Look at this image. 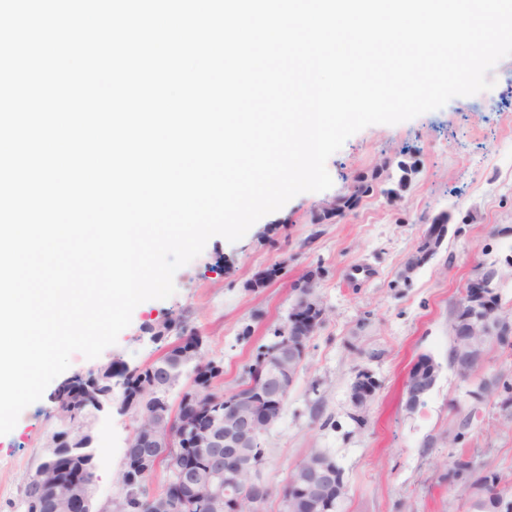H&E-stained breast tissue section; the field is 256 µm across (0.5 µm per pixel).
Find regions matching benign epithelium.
I'll return each mask as SVG.
<instances>
[{
	"label": "benign epithelium",
	"instance_id": "7a95c632",
	"mask_svg": "<svg viewBox=\"0 0 512 512\" xmlns=\"http://www.w3.org/2000/svg\"><path fill=\"white\" fill-rule=\"evenodd\" d=\"M496 269H483L478 276L466 284L463 291L465 306L475 310L465 323L457 327V343L449 364L461 375L483 360L482 342L494 332L512 335V320L497 315L499 302L491 301L494 292ZM487 288L490 296L484 297L485 307L475 303L469 290ZM324 308L313 296H304L292 310L290 321L284 330L279 357L272 363L259 359V378L234 391L227 405L232 414L224 422L213 419L211 412L197 409L193 418L180 413L178 408L171 412L175 428H183L189 435L188 446L197 449L201 458L208 460L207 475L213 478L208 483V512H266L267 483L262 477V466L237 464L239 473L232 472L233 459L244 458L250 449L261 445L264 436L280 418L288 399L290 389L305 359L306 346L322 322ZM439 366L432 359H426L409 371L404 385L405 405L414 410L422 398L434 387ZM378 386L373 376L360 375L351 385L349 398L357 414L365 413L373 401ZM58 482L69 489V512H92V500L87 493L83 472L73 470L64 462L56 463ZM177 482L183 493L181 500L172 501L167 497H155L153 512H193L198 500L200 475L197 460H181L177 470ZM293 482L298 495L294 498L285 493L283 507L299 503L301 508L313 506L314 512H328L333 501H342L346 494V483L342 468L337 461L324 453L298 463Z\"/></svg>",
	"mask_w": 512,
	"mask_h": 512
}]
</instances>
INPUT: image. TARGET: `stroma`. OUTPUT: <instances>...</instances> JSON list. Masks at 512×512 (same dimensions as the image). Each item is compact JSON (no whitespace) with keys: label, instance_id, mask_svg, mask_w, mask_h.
<instances>
[{"label":"stroma","instance_id":"35a3bbf8","mask_svg":"<svg viewBox=\"0 0 512 512\" xmlns=\"http://www.w3.org/2000/svg\"><path fill=\"white\" fill-rule=\"evenodd\" d=\"M491 77L490 90L352 135L327 161L330 189L294 197L238 242L212 237L175 273V294L138 305L116 344L92 360L73 353L42 399L0 435V512L37 465L57 424L54 398L69 380L108 365L113 383H121L125 370L175 343L172 335L151 338V327L169 315L202 336L203 361L222 363L224 386L233 388L258 346L284 323L296 284L307 280L325 307L324 321L265 438L263 479L281 488L303 458L328 453L344 470V512H468L463 495L448 487V466L460 456L512 487V404L504 401L512 347L490 343L466 378L448 364L453 311L482 266L498 267L499 313L512 318V57ZM364 175L371 188L355 194ZM322 212L326 220L314 223ZM437 222L448 226L437 253L408 267ZM274 263L282 275L250 289ZM361 265L373 271L368 281L351 277ZM424 356L438 364L437 381L410 411L404 383ZM362 369L379 389L361 426L349 389ZM129 425L116 415L97 426L100 494L113 490Z\"/></svg>","mask_w":512,"mask_h":512}]
</instances>
